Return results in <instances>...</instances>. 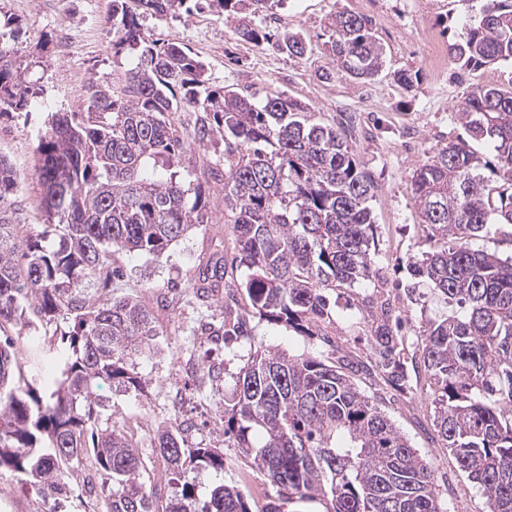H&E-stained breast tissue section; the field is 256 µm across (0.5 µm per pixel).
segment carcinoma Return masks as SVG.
<instances>
[{"mask_svg": "<svg viewBox=\"0 0 512 512\" xmlns=\"http://www.w3.org/2000/svg\"><path fill=\"white\" fill-rule=\"evenodd\" d=\"M191 0H112V49L137 54L123 94L103 80L87 82L82 106L54 112L37 151L42 230L19 239L14 201L19 176L0 155V470L8 469L44 497L52 512L68 479L93 458L105 475L106 512H248L242 491L219 484L201 495L184 465L224 469L214 448L181 447L177 424L160 429L155 447L167 463L172 493L162 502L141 480L143 462L123 426L98 428L105 401L99 382L114 390L142 389L134 359L158 335L148 312L129 296L100 299L91 284L119 276V250L160 254L196 224L208 223L210 201L189 200L179 170L184 142L171 112L195 114L198 143L224 136V203L235 214L233 261L252 270L245 283L260 317L330 343L331 288L353 287L375 274L371 257L373 184L344 138L313 121L284 95L206 86L205 63L177 42L147 37L140 19L163 16ZM257 47L270 41L261 19L275 0H214ZM465 24L464 40L450 45L467 69L512 63V0ZM328 51L338 71L371 80L382 71L383 49L372 20L338 12ZM289 56L307 53L288 33L276 43ZM32 92L0 46V113L22 112ZM467 137L448 143L412 177L421 223L432 251L409 266L416 285L427 283L445 304L466 314L429 323L412 356L435 385L434 422L442 447L485 499L486 512H512V259L474 250L469 242L512 224V80L476 86L459 108ZM490 140L497 157L493 186L469 141ZM160 172L147 176L148 170ZM227 263L206 264L196 284L206 301L224 284ZM63 318L62 345L28 353L33 373L22 374L17 341ZM404 317L381 306L372 340L378 375L407 386L401 357ZM245 323L224 313V338ZM54 359L59 377L38 374ZM234 446L266 472L290 503L330 500L327 512H447L436 492L433 462L422 457L354 377L322 354L294 357L256 350L238 372L229 426Z\"/></svg>", "mask_w": 512, "mask_h": 512, "instance_id": "carcinoma-1", "label": "carcinoma"}]
</instances>
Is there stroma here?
<instances>
[{
  "instance_id": "35a3bbf8",
  "label": "stroma",
  "mask_w": 512,
  "mask_h": 512,
  "mask_svg": "<svg viewBox=\"0 0 512 512\" xmlns=\"http://www.w3.org/2000/svg\"><path fill=\"white\" fill-rule=\"evenodd\" d=\"M0 0V17L10 16L20 30L8 47L19 72L37 93L39 108L0 115V154L21 179L16 198L25 225L21 236L36 231L41 220V187L35 169L36 148L52 112L74 110L86 95L88 77H104L120 92L132 64L131 55L114 56L112 25L107 20L112 0ZM486 0H284L266 24L271 34L300 35L308 45L295 58L271 46L244 41L232 20L202 0L192 12L177 11L161 20L145 19L153 38L184 44L205 63L210 88L224 87L258 97L286 94L309 108L316 121L336 128L347 141L361 169L374 185V261L376 276L352 288H338L329 297L333 308L326 332L329 343L298 335L288 326L260 318L249 307L242 288L251 271L236 265L228 290L202 303L193 285L201 268L216 256L233 258L232 214L224 205V185L206 173L222 159L224 143L213 138L207 146L194 142L195 117L189 112L170 116L186 147L181 164L192 184L202 186L210 201L209 221L189 230L163 253L117 252L114 266L121 279L101 286V296H133L150 312L158 331L153 348L137 357L135 370L143 382L138 393H113L111 406L99 416L100 427L123 425L138 446L146 484L167 497L166 462L152 439L158 428L179 423L184 446L218 448L224 468L191 470L187 476L200 493L218 484H235L247 495L249 512H269L277 499L267 474L253 466L224 435V411L232 405L235 377L249 355L262 348L306 357L336 349L337 366L374 362L372 333L384 299H391L407 316V349L428 320L444 313L443 301L427 296L425 305L410 302L403 292L409 281L408 261L426 246L427 230L418 217L411 179L448 142L464 136L458 109L472 87L499 85L512 77V65H491L476 71L448 64L435 73L421 56L420 33L432 29L445 44L459 42L466 13L480 12ZM339 12L371 19L384 49L382 72L371 80L338 73L328 52L327 25ZM399 70L416 72L406 88L393 79ZM247 322L248 333L224 342L216 339L226 307ZM361 390L373 397L420 455L436 465L440 500L450 512H485L477 488L458 470L442 448L434 425L429 388L420 383L398 389L376 376L356 373Z\"/></svg>"
}]
</instances>
